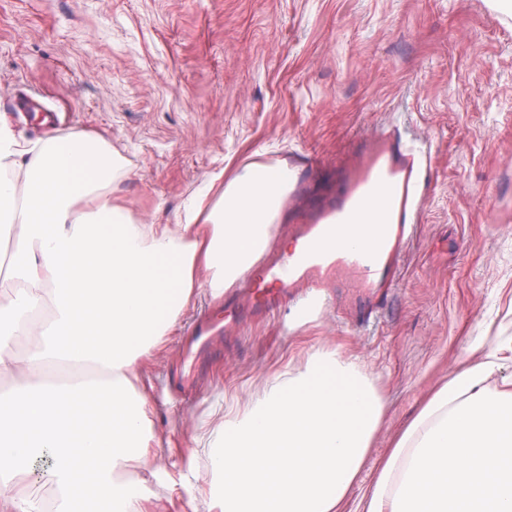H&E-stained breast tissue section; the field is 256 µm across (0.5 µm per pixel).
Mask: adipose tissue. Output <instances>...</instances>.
<instances>
[{
	"label": "adipose tissue",
	"instance_id": "ef3b65f1",
	"mask_svg": "<svg viewBox=\"0 0 512 512\" xmlns=\"http://www.w3.org/2000/svg\"><path fill=\"white\" fill-rule=\"evenodd\" d=\"M112 169L98 139L28 147L0 123V214L13 242L1 277L0 377L14 381L0 398V512H44V485L53 512H74L89 478L113 512L142 498V484L122 478L151 440L148 396L133 384L139 360L177 324L195 284L219 297L252 273L288 189L287 168L251 164L218 199L202 188L174 223L149 227L113 205ZM87 199L94 207L77 212ZM508 360L512 344L495 346L434 394L382 461L363 512H512V390L490 383ZM92 393L108 403L85 424ZM383 409L358 358L315 349L225 415L207 450L213 506L342 512Z\"/></svg>",
	"mask_w": 512,
	"mask_h": 512
}]
</instances>
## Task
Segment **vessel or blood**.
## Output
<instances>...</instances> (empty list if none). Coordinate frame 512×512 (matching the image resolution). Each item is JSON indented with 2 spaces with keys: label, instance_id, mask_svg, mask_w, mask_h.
<instances>
[{
  "label": "vessel or blood",
  "instance_id": "obj_1",
  "mask_svg": "<svg viewBox=\"0 0 512 512\" xmlns=\"http://www.w3.org/2000/svg\"><path fill=\"white\" fill-rule=\"evenodd\" d=\"M315 165L311 156L289 158V192L300 189ZM421 175V159L391 135L379 133L366 139L356 164L340 174L335 194L297 226L301 252L261 259L259 273L271 292L261 303L260 313L275 307L276 294L303 285L309 293L301 304L309 306L320 300L324 283L334 277L356 281L369 302L377 299L380 289L392 287L421 207ZM371 215L380 219L374 237L349 248L336 246L337 225L360 224Z\"/></svg>",
  "mask_w": 512,
  "mask_h": 512
}]
</instances>
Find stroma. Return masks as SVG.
I'll return each instance as SVG.
<instances>
[{
  "instance_id": "35a3bbf8",
  "label": "stroma",
  "mask_w": 512,
  "mask_h": 512,
  "mask_svg": "<svg viewBox=\"0 0 512 512\" xmlns=\"http://www.w3.org/2000/svg\"><path fill=\"white\" fill-rule=\"evenodd\" d=\"M21 93L58 126L17 115ZM0 121L30 146L106 141L107 191L146 224L174 223L203 183L220 192L246 165L312 154L272 256L363 138L387 131L427 152L417 232L381 311L333 281L301 325L297 294L256 316L195 289L142 361L164 477L130 464L127 479L146 483L135 512H208L211 474L202 457L187 469L190 450L322 345L358 357L385 402L359 502L428 398L482 359L473 338L512 337V14L497 0H0Z\"/></svg>"
}]
</instances>
